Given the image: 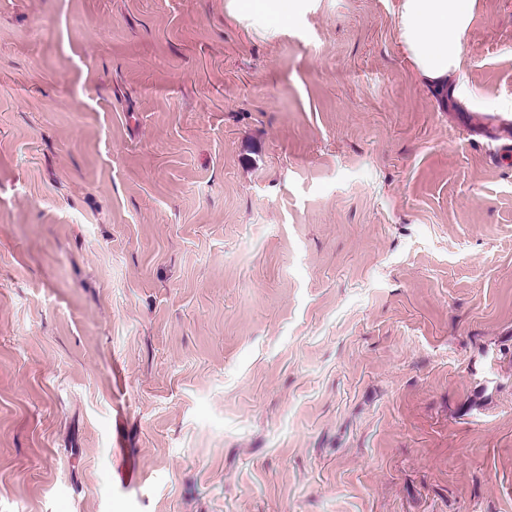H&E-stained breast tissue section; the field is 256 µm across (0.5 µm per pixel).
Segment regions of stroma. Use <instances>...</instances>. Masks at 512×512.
Masks as SVG:
<instances>
[{"instance_id":"stroma-1","label":"stroma","mask_w":512,"mask_h":512,"mask_svg":"<svg viewBox=\"0 0 512 512\" xmlns=\"http://www.w3.org/2000/svg\"><path fill=\"white\" fill-rule=\"evenodd\" d=\"M0 0V512H512V0ZM296 0H229L231 13L254 32L269 33L293 20ZM476 0H400L396 28L419 79L441 88L464 66L463 44Z\"/></svg>"}]
</instances>
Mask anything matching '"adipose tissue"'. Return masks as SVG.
<instances>
[{
    "label": "adipose tissue",
    "mask_w": 512,
    "mask_h": 512,
    "mask_svg": "<svg viewBox=\"0 0 512 512\" xmlns=\"http://www.w3.org/2000/svg\"><path fill=\"white\" fill-rule=\"evenodd\" d=\"M231 13L249 30L268 33L291 22L294 0H229ZM476 0H400L396 28L419 79L443 87L464 66L463 44Z\"/></svg>",
    "instance_id": "1"
}]
</instances>
